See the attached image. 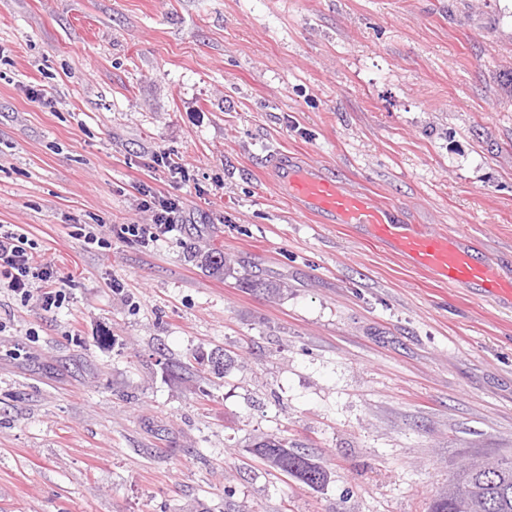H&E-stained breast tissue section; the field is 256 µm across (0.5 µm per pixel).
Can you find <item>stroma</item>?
<instances>
[{"label": "stroma", "instance_id": "stroma-1", "mask_svg": "<svg viewBox=\"0 0 512 512\" xmlns=\"http://www.w3.org/2000/svg\"><path fill=\"white\" fill-rule=\"evenodd\" d=\"M509 71L512 0H0V225L66 295L0 282V512H430L512 456V301L299 212L271 169L511 277ZM143 183L182 203L146 247L111 233L149 222ZM271 435L329 484L254 456Z\"/></svg>", "mask_w": 512, "mask_h": 512}]
</instances>
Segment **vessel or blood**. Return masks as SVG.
Returning a JSON list of instances; mask_svg holds the SVG:
<instances>
[{
    "label": "vessel or blood",
    "mask_w": 512,
    "mask_h": 512,
    "mask_svg": "<svg viewBox=\"0 0 512 512\" xmlns=\"http://www.w3.org/2000/svg\"><path fill=\"white\" fill-rule=\"evenodd\" d=\"M278 182L301 212L325 224L364 229L371 238L437 279L476 285L489 296L512 293V281L499 277L495 267L474 255L462 238L427 232L407 223L400 205L384 204L367 193L346 189L312 166L279 164Z\"/></svg>",
    "instance_id": "obj_1"
}]
</instances>
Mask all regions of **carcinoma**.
<instances>
[{
  "label": "carcinoma",
  "instance_id": "cac0c4a2",
  "mask_svg": "<svg viewBox=\"0 0 512 512\" xmlns=\"http://www.w3.org/2000/svg\"><path fill=\"white\" fill-rule=\"evenodd\" d=\"M252 452L307 486L313 482L312 459L288 448L282 438L268 437ZM431 512H512V459L488 457L460 470L457 483L433 501Z\"/></svg>",
  "mask_w": 512,
  "mask_h": 512
}]
</instances>
